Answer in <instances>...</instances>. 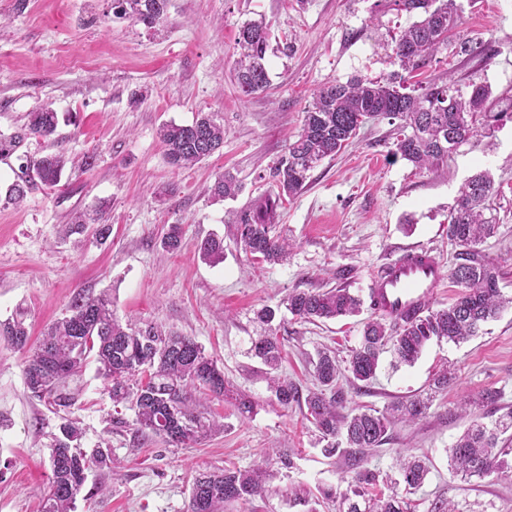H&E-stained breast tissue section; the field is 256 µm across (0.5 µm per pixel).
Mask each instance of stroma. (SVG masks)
<instances>
[{
	"label": "stroma",
	"mask_w": 512,
	"mask_h": 512,
	"mask_svg": "<svg viewBox=\"0 0 512 512\" xmlns=\"http://www.w3.org/2000/svg\"><path fill=\"white\" fill-rule=\"evenodd\" d=\"M456 3L454 39L474 50L440 52L421 81L451 74L460 85L486 84L494 96L512 99V0ZM260 17L270 31V83L247 97L232 79L235 39L241 23ZM414 20L393 0H168L161 22L149 28L116 15L113 0H27L21 9L0 0V140L16 141L0 152V323L23 316L35 341L74 294L106 291L120 319L194 337L223 367L229 389L257 404L244 421L231 398L210 399L223 431L175 448L113 428L109 384L95 361L68 381L71 407L30 398L24 354L0 338V512H40L51 435L66 418L78 420L84 448L107 442L115 460L110 470L88 473L76 512H186L198 472L263 464L272 471L265 493L227 512H338V499L320 491L342 488L348 471L339 458L323 456L303 409L283 408L271 396L265 366L249 354L261 331L255 312L281 305L296 289L344 287L364 299L361 314L350 318L309 322L284 314L279 371L311 388L318 349L330 348L343 363L357 345L363 320L373 315L367 299L380 267L415 245L433 248L442 269L454 263L448 209L460 185L482 170L498 190L491 211L497 229L479 252L512 296V113L431 172L393 156L395 124L367 123L279 209L277 222L293 244L286 262L253 260L234 232L241 209L276 193L272 168L300 130L313 91L398 72L391 38ZM46 103L58 114L55 135H27L28 113ZM201 112L223 120L224 146L193 167L174 168L158 130L192 124ZM49 154L64 160L59 187L9 201L20 166ZM89 154L96 157L90 169L82 165ZM227 172L242 189L215 199L211 188ZM102 200L110 204L107 240L70 233L74 216ZM170 224L183 228L173 253L161 246ZM213 235L224 239L217 263L199 253ZM446 367L454 380L431 393L433 376ZM339 385L349 413L431 395L426 416L396 424L367 462L379 481L390 482L400 458L425 460L430 472L410 496L414 512H430L439 499L455 512H512V469L466 480L450 470L446 453L470 423L457 408L460 396L500 391L496 405L476 409L486 423L512 411V306L465 343L431 342L414 365L399 368L386 353L369 384L356 388L343 378ZM286 454L288 467L279 461Z\"/></svg>",
	"instance_id": "35a3bbf8"
}]
</instances>
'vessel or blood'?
Segmentation results:
<instances>
[{
  "label": "vessel or blood",
  "mask_w": 512,
  "mask_h": 512,
  "mask_svg": "<svg viewBox=\"0 0 512 512\" xmlns=\"http://www.w3.org/2000/svg\"><path fill=\"white\" fill-rule=\"evenodd\" d=\"M442 279V268L433 250H406L402 258L387 264L375 278L371 307L387 318L417 313L432 299Z\"/></svg>",
  "instance_id": "obj_1"
}]
</instances>
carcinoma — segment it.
I'll use <instances>...</instances> for the list:
<instances>
[{"mask_svg":"<svg viewBox=\"0 0 512 512\" xmlns=\"http://www.w3.org/2000/svg\"><path fill=\"white\" fill-rule=\"evenodd\" d=\"M394 2L400 10L420 15L419 20L392 37L394 63L407 76L385 80L359 77L325 85L313 93L300 132L273 168L278 193L266 195L239 212L235 239L252 258L278 263L287 257L288 239L277 234L274 224L277 208L283 201L293 199L303 189L308 172L335 156L363 123L399 121L402 134L396 140L393 155L420 170L431 171L476 135L477 115L491 114L490 91L485 85L472 83L469 90L463 91L450 77L425 86L417 94L406 92L408 78L448 48V33L457 26L460 14L456 0ZM114 3L116 14L153 28L163 18L167 0ZM236 45L233 73L237 87L246 96L264 91L269 85L266 24L243 22ZM56 128L57 113L49 107L29 113L28 134L47 138ZM159 136L169 163L177 168L189 167L223 146L224 124L212 113H201L190 125H164ZM62 174L61 158L44 156L22 172L12 186L11 199L19 202L33 189L54 188ZM239 189L234 176L226 173L215 181L212 193L229 198L236 196ZM495 192L490 174L480 172L461 186L449 210L448 237L460 248L449 272V278L461 288L453 302L438 309L429 303L419 314L367 320L358 346L349 355L347 371L353 380H373L380 357L386 352L396 362L412 365L434 338L455 344L465 342L512 304V298L501 294L495 267L477 250L494 232L493 218L485 217L484 210ZM181 239V225L170 224L162 237L163 247L174 251L180 247ZM200 252L205 260H223L224 239H206ZM287 308L304 320H329L358 315L361 300L341 287L296 290L288 296ZM257 317L266 328L263 335L251 341L250 351L267 367L268 389L281 406L306 408L307 419L327 441L324 453L341 455L346 467L354 472L345 491L339 493V512H410L408 503L395 490L387 496L366 498L370 487L376 484V473L363 465L372 451L387 440L395 423L423 418L430 399L410 396L383 412L367 409L343 414L339 411L343 397L336 389L340 370L331 351H318L314 365L316 388L304 395L295 383L278 374L282 343L272 328L276 310L263 307ZM0 336L26 352L24 384L34 399H51L59 407L70 406L65 384L92 355L98 363V373L112 382V401L134 412L135 433L159 436L179 448L202 440L220 427L202 403L210 396L222 398L228 392L217 361L206 355L191 336L152 324L144 328L122 325L112 310V298L106 293H77L67 314L48 327L33 347L28 346L29 333L21 320L0 323ZM499 397V391L486 389L475 399L462 398L459 408L465 413L469 406L494 404ZM233 406L239 416L250 418L256 403L238 392ZM510 429L512 413L509 420L500 421L491 429L473 420L448 449L452 469L464 477L482 478L509 466L506 456L512 453V435L507 439L502 435ZM59 430L60 435L51 446L50 477L40 512H75L86 472L109 469L112 464L109 449L97 447L88 453L81 448L82 431L77 422L68 420ZM399 471L410 489L419 488L429 473L416 458L400 461ZM267 479L268 471L262 467L199 473L193 478L188 512H224L226 503L261 495Z\"/></svg>","mask_w":512,"mask_h":512,"instance_id":"obj_1","label":"carcinoma"}]
</instances>
